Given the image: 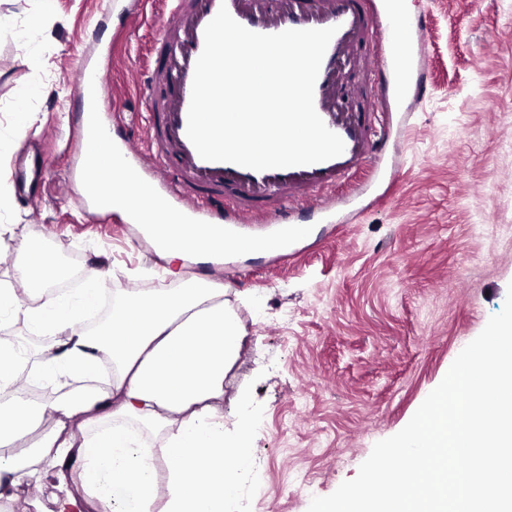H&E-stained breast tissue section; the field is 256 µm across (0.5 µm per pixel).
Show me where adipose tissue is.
<instances>
[{"label":"adipose tissue","mask_w":512,"mask_h":512,"mask_svg":"<svg viewBox=\"0 0 512 512\" xmlns=\"http://www.w3.org/2000/svg\"><path fill=\"white\" fill-rule=\"evenodd\" d=\"M93 176L83 191L97 194L95 208L119 210L136 218L146 189L125 171L116 155L94 150ZM151 233L168 264L196 258L221 260L223 238L167 218L152 223ZM15 278L22 285L57 275L52 256L19 247ZM101 274L89 275L78 301L28 303L11 288L0 289V311L23 316L38 334L54 337L43 363L44 373L61 378H93L102 360L112 377L52 402L61 423L80 421L88 433L60 432L46 438L51 462L72 461L76 491L55 497L53 512H155L165 499L166 512H224L235 491V472L248 457L247 430L233 441L224 437V422L215 403L224 395V379L244 345L245 332L230 304L223 281L197 279L122 297L111 317L94 333L80 325L84 308L99 293ZM145 428L175 426L166 448L173 469L166 495H159L151 457L130 436L129 424ZM33 411H0V489L9 490L36 478L37 470L19 462L12 442L31 432Z\"/></svg>","instance_id":"obj_1"}]
</instances>
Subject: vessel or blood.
<instances>
[{"mask_svg": "<svg viewBox=\"0 0 512 512\" xmlns=\"http://www.w3.org/2000/svg\"><path fill=\"white\" fill-rule=\"evenodd\" d=\"M223 6L242 26L262 34L335 28L315 84L314 105L343 140L340 156L263 171L199 156L187 137L192 80L204 30ZM396 16V0H171L144 84L153 156L165 172L160 180L139 175L151 203L180 210L186 223L220 230L229 246L250 239L251 224L266 225L268 237L288 241L303 208L335 207L337 187L378 174L385 147L386 124L377 121V108L354 110L342 98L346 65L354 60L365 64L380 90L412 78L426 81L425 74L413 72V56L422 52V42L399 50L384 36ZM76 92L81 100L112 107L105 75L80 70Z\"/></svg>", "mask_w": 512, "mask_h": 512, "instance_id": "b4317fda", "label": "vessel or blood"}]
</instances>
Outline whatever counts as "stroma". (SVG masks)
Masks as SVG:
<instances>
[{
	"label": "stroma",
	"instance_id": "stroma-1",
	"mask_svg": "<svg viewBox=\"0 0 512 512\" xmlns=\"http://www.w3.org/2000/svg\"><path fill=\"white\" fill-rule=\"evenodd\" d=\"M403 5L408 24L428 22L429 83L389 98L378 179L329 218L302 214L308 232L292 247L183 270L184 280L237 293L246 333L217 406L226 439L250 430L224 512H307L313 497L354 478L502 310L512 284V0ZM168 9L167 0H0V283L13 280L19 245L44 242L76 256L78 278L30 290L37 302L78 297L92 269L116 299L164 283L144 227L88 213L68 172L83 161L79 61L108 75L103 122L147 145L145 68ZM36 154L48 172L22 184ZM56 494L49 481L26 482L0 512H51Z\"/></svg>",
	"mask_w": 512,
	"mask_h": 512
}]
</instances>
